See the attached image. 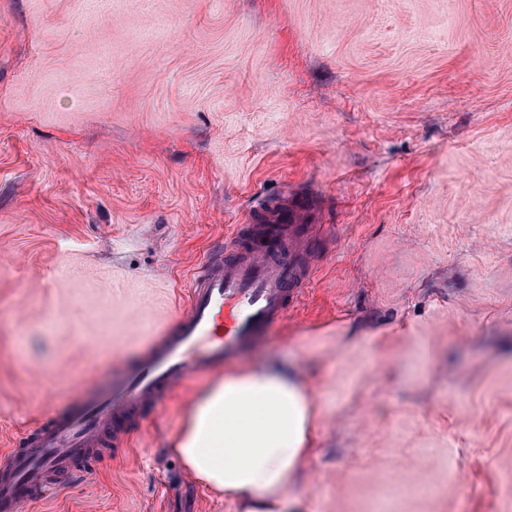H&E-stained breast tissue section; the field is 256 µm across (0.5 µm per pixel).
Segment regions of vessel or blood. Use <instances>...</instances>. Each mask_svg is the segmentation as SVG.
<instances>
[{
    "mask_svg": "<svg viewBox=\"0 0 512 512\" xmlns=\"http://www.w3.org/2000/svg\"><path fill=\"white\" fill-rule=\"evenodd\" d=\"M323 195L289 188L260 198L235 226L223 256L206 259L189 282L185 309L174 325L152 337L140 362L105 394L69 412H56L21 437L7 474L0 475V512L61 490L103 428L142 406L159 409L168 393L194 374L240 361L265 343L268 330L303 298L314 274L301 260L305 225L316 223Z\"/></svg>",
    "mask_w": 512,
    "mask_h": 512,
    "instance_id": "b4317fda",
    "label": "vessel or blood"
}]
</instances>
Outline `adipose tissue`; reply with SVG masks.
<instances>
[{"instance_id": "1", "label": "adipose tissue", "mask_w": 512, "mask_h": 512, "mask_svg": "<svg viewBox=\"0 0 512 512\" xmlns=\"http://www.w3.org/2000/svg\"><path fill=\"white\" fill-rule=\"evenodd\" d=\"M315 415L293 369L230 366L198 392L173 451L196 480L246 512H299L288 487L312 454Z\"/></svg>"}]
</instances>
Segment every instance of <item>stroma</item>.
<instances>
[{"instance_id": "stroma-1", "label": "stroma", "mask_w": 512, "mask_h": 512, "mask_svg": "<svg viewBox=\"0 0 512 512\" xmlns=\"http://www.w3.org/2000/svg\"><path fill=\"white\" fill-rule=\"evenodd\" d=\"M324 191L304 512H512V0H0V467L112 383L250 201ZM220 369L24 512H243L171 453Z\"/></svg>"}]
</instances>
